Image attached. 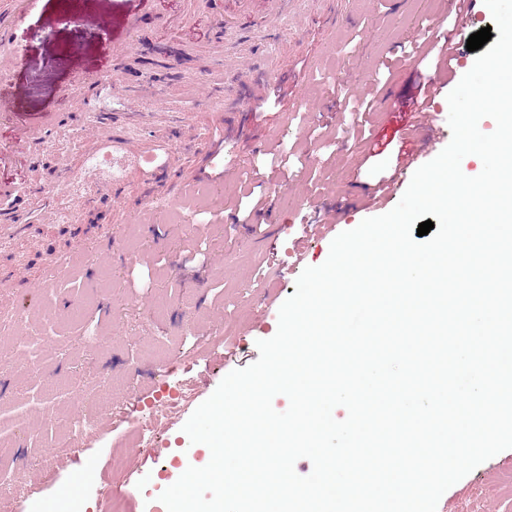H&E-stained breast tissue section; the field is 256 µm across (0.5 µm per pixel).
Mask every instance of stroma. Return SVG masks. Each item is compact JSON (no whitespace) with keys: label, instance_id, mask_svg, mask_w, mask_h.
Returning a JSON list of instances; mask_svg holds the SVG:
<instances>
[{"label":"stroma","instance_id":"35a3bbf8","mask_svg":"<svg viewBox=\"0 0 512 512\" xmlns=\"http://www.w3.org/2000/svg\"><path fill=\"white\" fill-rule=\"evenodd\" d=\"M438 0H295L287 20L224 11L211 0L195 20L162 28L145 20L136 49L115 65L144 100L133 108L97 86L60 89L72 71L55 64L65 29L21 36L18 85L50 105L56 134L77 139L67 155L22 152L8 178L23 190L0 208V225L26 218L37 231L0 250V506L42 512L74 485L70 512H164L158 499L180 463L183 426L232 370L252 364L304 267L331 241L393 209L412 173L401 170L396 131L435 71L437 50L420 38L448 28ZM283 73L293 98L267 103L251 73ZM371 91L356 112L336 94ZM245 97V116L214 107L224 92ZM430 133L411 132L421 162L450 142L445 96ZM138 120L139 150L122 141ZM288 153L287 173H251L265 152ZM96 165L102 187L67 186L64 173ZM223 180H212L214 172ZM95 197L94 205L83 202ZM83 247L51 285L54 253ZM171 404L175 417L154 456L137 422ZM66 441L77 442L62 452ZM437 512H512V449L450 487Z\"/></svg>","mask_w":512,"mask_h":512}]
</instances>
